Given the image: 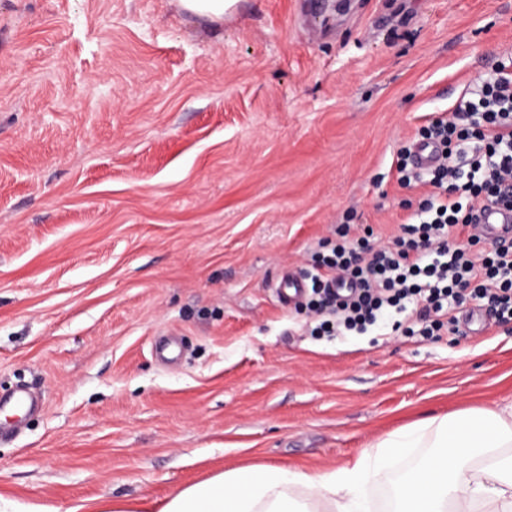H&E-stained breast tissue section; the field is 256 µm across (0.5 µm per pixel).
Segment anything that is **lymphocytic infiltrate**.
Wrapping results in <instances>:
<instances>
[{"label":"lymphocytic infiltrate","instance_id":"obj_1","mask_svg":"<svg viewBox=\"0 0 512 512\" xmlns=\"http://www.w3.org/2000/svg\"><path fill=\"white\" fill-rule=\"evenodd\" d=\"M442 160L426 172L411 148L396 164L400 186H425L417 209L391 244L370 227L337 225L307 276L311 332L336 336L391 327L414 336L458 334L457 309L488 305L494 324L512 323V244L483 242L475 213L487 204L512 210V66L501 64L463 93L449 117L423 126Z\"/></svg>","mask_w":512,"mask_h":512}]
</instances>
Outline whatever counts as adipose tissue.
Returning a JSON list of instances; mask_svg holds the SVG:
<instances>
[{
  "label": "adipose tissue",
  "mask_w": 512,
  "mask_h": 512,
  "mask_svg": "<svg viewBox=\"0 0 512 512\" xmlns=\"http://www.w3.org/2000/svg\"><path fill=\"white\" fill-rule=\"evenodd\" d=\"M409 448L423 454L396 488L393 512H512V404L413 423L320 474L239 467L147 506L112 499L72 512H370L371 478Z\"/></svg>",
  "instance_id": "obj_1"
}]
</instances>
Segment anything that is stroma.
<instances>
[{
  "mask_svg": "<svg viewBox=\"0 0 512 512\" xmlns=\"http://www.w3.org/2000/svg\"><path fill=\"white\" fill-rule=\"evenodd\" d=\"M512 57V0H0V496L70 512L215 472H323L512 402V324L317 339L273 285ZM236 0H177L179 9L190 15L210 21H220Z\"/></svg>",
  "mask_w": 512,
  "mask_h": 512,
  "instance_id": "1",
  "label": "stroma"
}]
</instances>
